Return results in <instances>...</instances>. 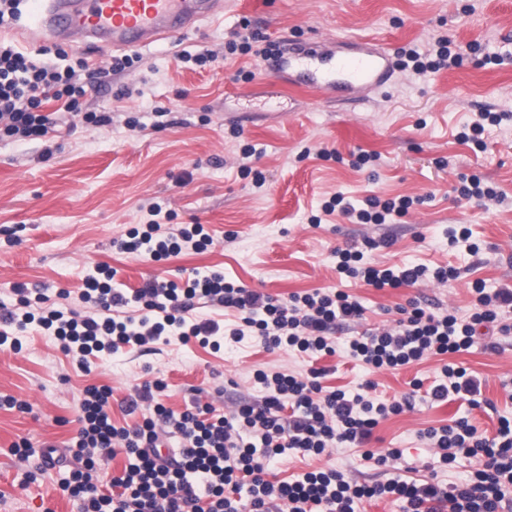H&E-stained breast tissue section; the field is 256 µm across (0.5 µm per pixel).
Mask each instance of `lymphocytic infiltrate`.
I'll return each instance as SVG.
<instances>
[{
  "label": "lymphocytic infiltrate",
  "instance_id": "lymphocytic-infiltrate-1",
  "mask_svg": "<svg viewBox=\"0 0 512 512\" xmlns=\"http://www.w3.org/2000/svg\"><path fill=\"white\" fill-rule=\"evenodd\" d=\"M279 53L277 43L243 18L225 41L223 54L203 49L179 54L178 60L205 67L221 57L267 59ZM404 56L418 75L460 66L464 59L462 51H451L444 35L437 36L430 49L411 48ZM100 76L87 57L60 66L0 42V138L48 136L57 126L58 109L86 124L109 123L106 111L86 109L83 101L87 86ZM412 205L409 198L376 196L356 205L338 193L322 210L359 224H388ZM213 243L204 225L174 223L172 212L153 203L145 221L130 227L114 245L121 252L160 262L204 252ZM336 270L378 290L458 276L448 267L381 269L362 251L349 248L337 249ZM117 274L114 267L97 264L75 296L63 289L55 297L41 293L32 300L24 288H17L18 303L0 305V346L20 349V333L35 325L53 332L63 353L85 371L94 359L174 337L217 351L221 338L239 342L249 336L266 350L288 348L316 362L336 355V329L364 314L359 299L343 291L314 290L278 300L227 281L223 271L208 266L194 268L181 284L153 276L136 289L120 287ZM472 293L475 301L468 316L453 309L430 312L413 299L398 307L393 325L350 340L349 358L372 372L447 356L438 378L428 385L414 380L412 393L399 400L377 396L370 380L355 391L326 389L321 380L327 371L316 365L303 377L260 369L254 380L263 390L261 399L232 414L221 413L197 395L185 410L175 412L161 403L166 385L157 379L144 382L121 404L124 415L140 413L143 421L118 426L112 421L111 387L87 386L78 409L79 427L63 445L80 467L59 487L78 501L79 512H360L363 501L388 495L402 501L403 512H512V418L505 416L491 438L465 416L420 431L441 464L450 465L460 456L475 461L470 479L459 485H419L397 475L383 483L359 485L332 468L291 481L266 478L269 461L288 449L316 457L329 448H361L365 459L380 465L399 460V450L377 456L366 445L381 420L414 408L415 391H423L430 402L460 399L477 407L479 379L449 357L472 348L481 325L497 328L502 336L512 334V323L502 319L512 313V288L492 290L477 280ZM198 305L235 309L239 321L230 328L221 326L214 318L196 315ZM119 454L128 460L124 469L102 475L101 461Z\"/></svg>",
  "mask_w": 512,
  "mask_h": 512
}]
</instances>
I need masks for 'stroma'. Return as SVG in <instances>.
I'll list each match as a JSON object with an SVG mask.
<instances>
[{"mask_svg": "<svg viewBox=\"0 0 512 512\" xmlns=\"http://www.w3.org/2000/svg\"><path fill=\"white\" fill-rule=\"evenodd\" d=\"M244 16L268 37L285 31L301 39L329 38L344 53L371 38L396 55L426 46L440 33L453 44L477 43L481 50L462 66L423 78L395 71L388 84L356 107L321 102L297 84L296 68L273 76L253 57L196 72L177 68L175 57L184 51L206 46L223 53ZM35 27L30 7H23L18 21L0 28V40L33 54L89 53L104 74L84 101L88 108L107 109L112 120L87 126L62 114L49 137L0 140V302L13 303L18 285L78 291L99 262L118 268L119 281L130 288L152 275L179 282L201 266L222 269L228 280L278 299L340 288L357 296L365 312L361 321L336 331V356L320 361L329 371L324 383L355 388L370 378L377 395L391 400L408 393L414 378L433 382L439 357L369 375L344 353L353 336L389 325L391 310L415 297L434 310L465 313L475 280L490 288L512 287V125L490 128L480 151L455 139L474 113L512 112V0H224L223 15L139 49V62L124 70L113 68L116 52L107 44L35 39L28 35ZM488 53L506 59L488 64ZM242 66L255 72L253 82L234 81ZM160 109L171 111L172 126L154 128ZM132 119L139 127H129ZM234 127L241 129V139L231 137ZM244 142L260 151L252 165L267 177L264 190L238 174ZM324 148L336 150L340 161L321 159ZM362 149L380 158L357 169L351 159ZM463 174L489 180L505 201L460 196ZM339 192L356 203L375 195L409 196L417 204L392 224H355L339 213L310 224L321 202ZM154 202L173 210L176 223L206 225L213 246L161 265L113 250V240L143 221ZM458 224L471 229L478 255L466 244L449 245L448 231ZM339 247L365 251L380 268L448 266L459 276L378 291L339 278L334 255ZM499 343L494 351L478 344L452 357L481 379L483 405L469 410L456 401L420 402L379 424L369 448L380 454L400 450L395 467L367 464L358 448H330L318 457L288 450L271 459L270 480L333 468L371 485L400 469L409 479L464 483L473 462L460 458L441 465L419 433L465 414L481 431L495 435L499 418L512 415V335ZM310 366L304 355L271 353L247 338L217 352L174 340L144 354L95 360L85 372L54 337L30 332L20 351L0 349V394L31 406L27 413L0 410V512H78L77 503L59 489L75 460L31 481L29 465L12 454L11 445L23 438L36 445L71 438L88 385L111 386L119 402L143 381L160 378L167 385L162 402L177 412L184 410L192 389L220 385L224 397L216 405L228 413L241 400L261 398L256 370L303 375Z\"/></svg>", "mask_w": 512, "mask_h": 512, "instance_id": "35a3bbf8", "label": "stroma"}]
</instances>
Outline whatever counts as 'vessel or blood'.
<instances>
[{
	"instance_id": "1",
	"label": "vessel or blood",
	"mask_w": 512,
	"mask_h": 512,
	"mask_svg": "<svg viewBox=\"0 0 512 512\" xmlns=\"http://www.w3.org/2000/svg\"><path fill=\"white\" fill-rule=\"evenodd\" d=\"M34 8L38 27L47 34L108 39L122 50L147 47L217 16L224 10V0H36ZM277 42L281 56L269 61V69L281 70L293 60L303 64L304 86L326 102H349L356 89L373 92L393 74L390 50L380 45L336 56L315 41L292 48L285 33Z\"/></svg>"
}]
</instances>
